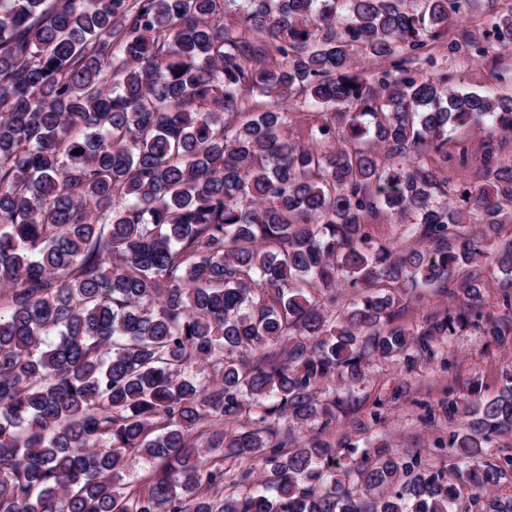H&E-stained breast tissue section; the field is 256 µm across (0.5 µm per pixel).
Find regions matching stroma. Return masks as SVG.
<instances>
[{"label":"stroma","mask_w":512,"mask_h":512,"mask_svg":"<svg viewBox=\"0 0 512 512\" xmlns=\"http://www.w3.org/2000/svg\"><path fill=\"white\" fill-rule=\"evenodd\" d=\"M427 51L436 57L440 70L452 76L455 86L512 96V51L501 50L483 60L433 43ZM510 364L512 343L500 346L475 335L442 343L437 361L411 373L398 362H370L366 382L354 389L352 411L325 439L335 447L384 445L396 453L418 456L424 467L446 468L451 427L444 404L467 397L475 380L482 382L483 396H496L499 372ZM401 384L407 387L405 396L392 401L394 388Z\"/></svg>","instance_id":"stroma-1"}]
</instances>
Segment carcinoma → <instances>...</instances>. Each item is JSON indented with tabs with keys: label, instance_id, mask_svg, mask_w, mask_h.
Segmentation results:
<instances>
[{
	"label": "carcinoma",
	"instance_id": "obj_1",
	"mask_svg": "<svg viewBox=\"0 0 512 512\" xmlns=\"http://www.w3.org/2000/svg\"><path fill=\"white\" fill-rule=\"evenodd\" d=\"M480 2L0 0V512H512L481 502L512 479L488 457L512 365L494 398L448 403L465 504L416 456L338 472L354 450L320 438L371 360L512 342V162L489 145L486 182L454 189L446 169L471 165L453 130L512 133V100L452 88L425 51L452 29L450 51L512 49V10L462 25ZM294 93L326 109L309 144ZM382 215L414 222L384 243ZM427 287L454 304L409 332ZM288 112L290 114L291 126L290 131L293 138L300 140L302 143L309 142L310 129L320 122V117L313 112H320L317 108L309 107L297 93L288 102Z\"/></svg>",
	"mask_w": 512,
	"mask_h": 512
}]
</instances>
